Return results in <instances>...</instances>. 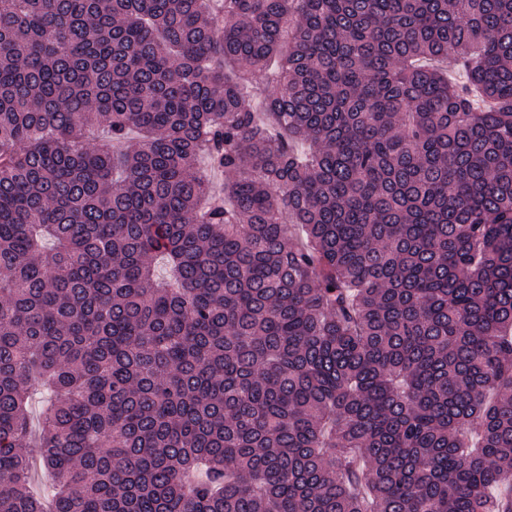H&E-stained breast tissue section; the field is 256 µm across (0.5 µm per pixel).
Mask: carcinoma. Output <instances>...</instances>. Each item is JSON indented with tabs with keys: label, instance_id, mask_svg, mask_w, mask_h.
Instances as JSON below:
<instances>
[{
	"label": "carcinoma",
	"instance_id": "cac0c4a2",
	"mask_svg": "<svg viewBox=\"0 0 512 512\" xmlns=\"http://www.w3.org/2000/svg\"><path fill=\"white\" fill-rule=\"evenodd\" d=\"M36 460L51 512H512V0H0V512Z\"/></svg>",
	"mask_w": 512,
	"mask_h": 512
}]
</instances>
